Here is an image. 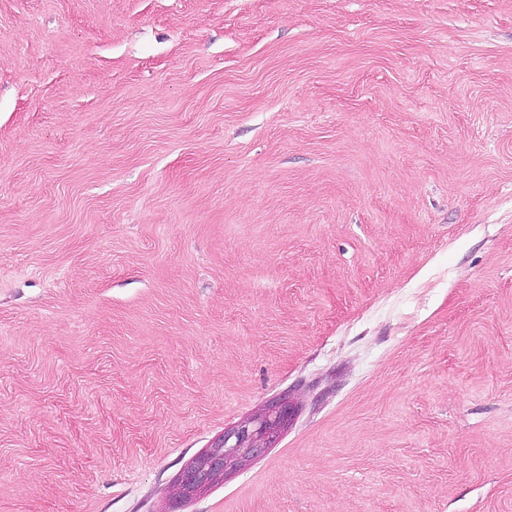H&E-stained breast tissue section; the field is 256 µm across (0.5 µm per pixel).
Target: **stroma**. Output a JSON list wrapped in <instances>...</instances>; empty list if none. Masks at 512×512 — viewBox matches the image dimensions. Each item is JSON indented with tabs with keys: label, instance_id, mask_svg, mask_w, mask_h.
Listing matches in <instances>:
<instances>
[{
	"label": "stroma",
	"instance_id": "35a3bbf8",
	"mask_svg": "<svg viewBox=\"0 0 512 512\" xmlns=\"http://www.w3.org/2000/svg\"><path fill=\"white\" fill-rule=\"evenodd\" d=\"M0 512H512V0H0ZM260 419L261 417L225 431L221 442L215 445L193 469L213 471L220 476L227 469L258 456L274 439V434L258 436L253 432V425Z\"/></svg>",
	"mask_w": 512,
	"mask_h": 512
}]
</instances>
